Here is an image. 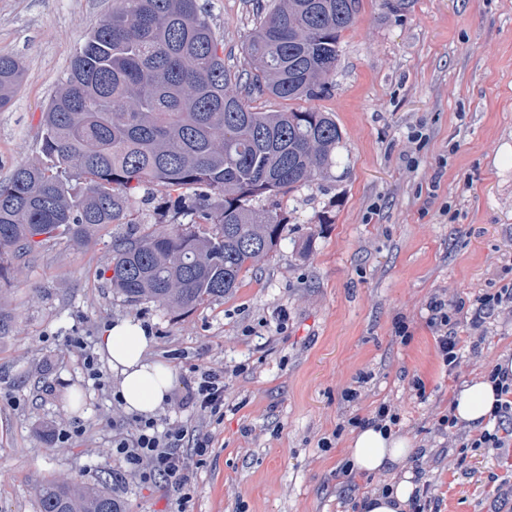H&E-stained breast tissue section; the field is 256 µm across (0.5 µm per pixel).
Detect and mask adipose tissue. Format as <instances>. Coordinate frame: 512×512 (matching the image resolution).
<instances>
[{
  "label": "adipose tissue",
  "mask_w": 512,
  "mask_h": 512,
  "mask_svg": "<svg viewBox=\"0 0 512 512\" xmlns=\"http://www.w3.org/2000/svg\"><path fill=\"white\" fill-rule=\"evenodd\" d=\"M150 339L144 329L130 321H120L107 330L100 350L120 378L119 394L127 410L150 415L163 403L174 385L172 370L146 355ZM455 415L468 423L489 418L496 404L490 381L459 390L454 398ZM412 450L407 440L368 427L359 431L352 443V466L361 472H376L403 466Z\"/></svg>",
  "instance_id": "obj_1"
}]
</instances>
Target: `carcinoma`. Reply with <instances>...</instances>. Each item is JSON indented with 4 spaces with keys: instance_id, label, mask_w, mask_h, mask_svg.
<instances>
[{
    "instance_id": "1",
    "label": "carcinoma",
    "mask_w": 512,
    "mask_h": 512,
    "mask_svg": "<svg viewBox=\"0 0 512 512\" xmlns=\"http://www.w3.org/2000/svg\"><path fill=\"white\" fill-rule=\"evenodd\" d=\"M254 2L232 75L198 0H118L42 112L43 159L0 180V278L58 234L135 226L132 192L155 186L177 193L183 221L113 241L111 283L128 304L186 314L232 293L277 247L284 218L258 202L318 181L342 133L328 112H262L252 97L328 93L360 0ZM23 78L21 61L0 55V109ZM35 493L40 512H122L105 481L55 477Z\"/></svg>"
}]
</instances>
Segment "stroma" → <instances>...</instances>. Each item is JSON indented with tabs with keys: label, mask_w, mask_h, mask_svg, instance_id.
I'll use <instances>...</instances> for the list:
<instances>
[{
	"label": "stroma",
	"mask_w": 512,
	"mask_h": 512,
	"mask_svg": "<svg viewBox=\"0 0 512 512\" xmlns=\"http://www.w3.org/2000/svg\"><path fill=\"white\" fill-rule=\"evenodd\" d=\"M200 2L225 68L240 71L251 0ZM111 8L0 0V53L25 66L0 111V179L37 157L57 80ZM340 43L320 100L253 101L332 113L342 142L326 178L269 198L284 219L281 244L232 294L181 316L124 302L105 274L122 227L15 260L0 281V512H39L36 485L61 474L108 480L124 512H167L168 493L131 479L112 454L132 414L113 401L119 379L98 343L119 319L145 329L147 355L173 370L175 391L193 367L226 374L223 416L194 420L212 446L190 474L189 512H354L376 484L405 478L430 485L433 512H512V446L461 450L433 431L460 387L512 359V311L472 306L512 289V0H401L395 12L361 0ZM436 293L470 301L468 317L484 328L452 371L428 325ZM399 318L412 334L405 344L394 338ZM350 388L358 401H347ZM383 401L421 461L340 478L353 433L337 423Z\"/></svg>",
	"instance_id": "stroma-1"
}]
</instances>
